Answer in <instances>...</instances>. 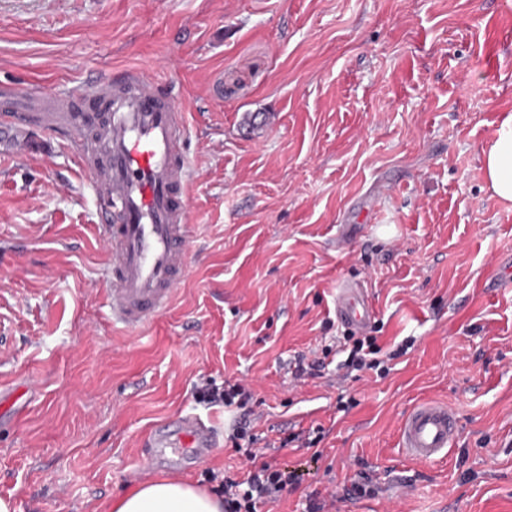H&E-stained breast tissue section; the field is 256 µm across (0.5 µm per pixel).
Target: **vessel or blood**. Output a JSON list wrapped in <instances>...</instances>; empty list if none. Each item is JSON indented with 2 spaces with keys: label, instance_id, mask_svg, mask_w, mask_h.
<instances>
[{
  "label": "vessel or blood",
  "instance_id": "b4317fda",
  "mask_svg": "<svg viewBox=\"0 0 512 512\" xmlns=\"http://www.w3.org/2000/svg\"><path fill=\"white\" fill-rule=\"evenodd\" d=\"M0 126L36 122L67 132L89 171L110 264L108 302L114 323L140 329L169 308L188 272L189 170L183 152L187 120L176 98L140 72L86 84L61 96L47 89L0 87ZM336 316L354 332L366 330L373 308L364 288L344 280L336 292ZM458 430L448 403L423 400L399 423L407 457L431 463L445 457ZM186 439L197 459L210 456L216 434L197 415L178 418L175 429L147 438L144 474L165 450Z\"/></svg>",
  "mask_w": 512,
  "mask_h": 512
}]
</instances>
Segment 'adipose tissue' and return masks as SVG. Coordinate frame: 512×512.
Here are the masks:
<instances>
[{"label": "adipose tissue", "instance_id": "obj_1", "mask_svg": "<svg viewBox=\"0 0 512 512\" xmlns=\"http://www.w3.org/2000/svg\"><path fill=\"white\" fill-rule=\"evenodd\" d=\"M488 187L499 199L512 200V114L504 117L493 141L483 151ZM112 512H224V503L191 483L154 480L126 492Z\"/></svg>", "mask_w": 512, "mask_h": 512}]
</instances>
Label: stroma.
Returning <instances> with one entry per match:
<instances>
[{"mask_svg":"<svg viewBox=\"0 0 512 512\" xmlns=\"http://www.w3.org/2000/svg\"><path fill=\"white\" fill-rule=\"evenodd\" d=\"M129 68L170 80L187 113L188 273L156 320L113 324L75 150L44 128L0 136V393L29 388L0 406V497L109 512L141 483L144 434L188 414L218 448L154 478L244 476L235 410L194 396L205 377L250 384L268 461L300 478L256 512H512V288L491 277L512 202L482 166L512 113V0H0V86L66 95ZM344 278L381 348L356 379ZM322 348L296 382L295 356ZM425 399L459 417L430 464L399 445ZM336 317L351 330H366L373 319V308L364 288L356 281L344 280L336 292Z\"/></svg>","mask_w":512,"mask_h":512,"instance_id":"1","label":"stroma"}]
</instances>
